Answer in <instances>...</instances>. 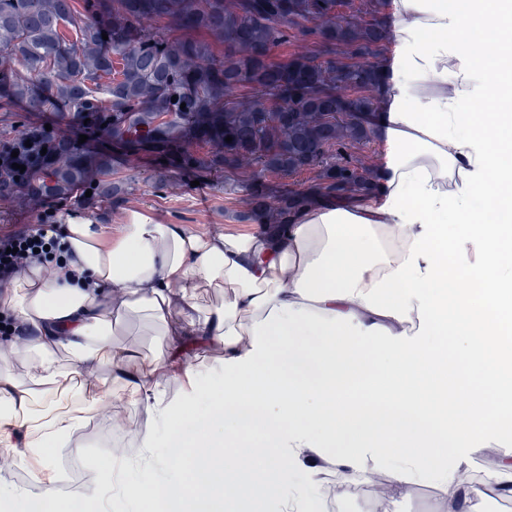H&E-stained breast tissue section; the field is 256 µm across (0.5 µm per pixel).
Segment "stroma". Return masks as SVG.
<instances>
[{"label":"stroma","instance_id":"stroma-1","mask_svg":"<svg viewBox=\"0 0 512 512\" xmlns=\"http://www.w3.org/2000/svg\"><path fill=\"white\" fill-rule=\"evenodd\" d=\"M110 177L122 182L124 190L117 196H85L75 191L65 210L83 216H104L109 224L119 226L122 214L138 210L163 224H182L193 229L245 230L238 216L248 207V196L234 177L219 178L215 174L193 170L171 163H161L144 153L126 149H110ZM120 343L140 348L144 353L166 358V337L146 317L132 316L119 338ZM112 430L109 425L92 421L77 438L83 455L71 448L57 452L61 468L70 462L85 465L87 454H106L111 447ZM512 456V443L479 439L469 469L478 490L473 496L471 512H512V495L497 492L491 481L506 457ZM341 512H460L458 505L440 497L434 485H419L414 494L402 497L389 494L377 499L366 491H345L339 499Z\"/></svg>","mask_w":512,"mask_h":512}]
</instances>
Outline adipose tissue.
Wrapping results in <instances>:
<instances>
[{
	"mask_svg": "<svg viewBox=\"0 0 512 512\" xmlns=\"http://www.w3.org/2000/svg\"><path fill=\"white\" fill-rule=\"evenodd\" d=\"M386 159L357 205L303 210L278 235L192 230L125 211L60 215L61 255L33 261L0 293L15 333L0 345V447L51 512H115L121 501L241 502L282 512L314 496L293 459L337 448L342 477L366 461L399 493L433 483L468 502L461 478L478 434L512 440V0H392ZM485 35L474 44L470 32ZM222 298L203 308L207 291ZM130 311L168 324L172 343L219 344V363L159 360L118 345ZM454 339L455 357L435 339ZM20 361L25 371L10 366ZM218 385L188 460L155 456L137 481L115 453L88 458L70 485L56 461L91 418L145 409L133 439L182 441L183 422ZM189 478H179L181 470Z\"/></svg>",
	"mask_w": 512,
	"mask_h": 512,
	"instance_id": "obj_1",
	"label": "adipose tissue"
}]
</instances>
